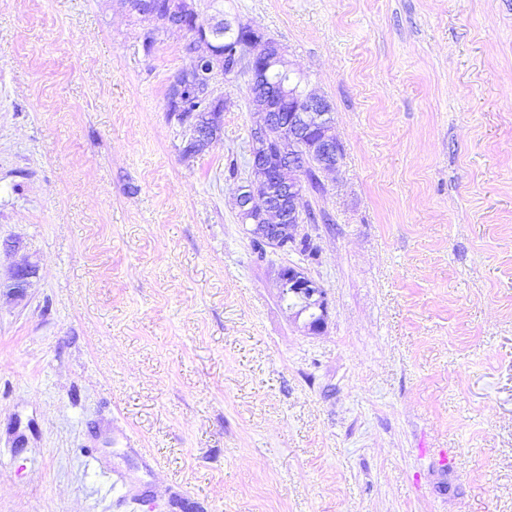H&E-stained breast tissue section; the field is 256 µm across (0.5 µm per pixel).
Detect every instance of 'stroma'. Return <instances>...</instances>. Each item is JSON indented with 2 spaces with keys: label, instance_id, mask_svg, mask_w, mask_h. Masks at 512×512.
Listing matches in <instances>:
<instances>
[{
  "label": "stroma",
  "instance_id": "obj_1",
  "mask_svg": "<svg viewBox=\"0 0 512 512\" xmlns=\"http://www.w3.org/2000/svg\"><path fill=\"white\" fill-rule=\"evenodd\" d=\"M198 7L332 106L318 253L238 218L245 77L187 157L181 34L147 54L124 0H0V282L36 268L0 291V512H512V0ZM35 266L24 263L16 267L12 275L11 284L7 285L8 293L16 298L24 297L26 288L29 286V279L34 276ZM280 295L292 294L299 300L294 312L295 318L308 313L304 327L310 333L322 332L328 321L329 311L327 294L323 286L297 268L283 266L277 273ZM313 312V315L309 313Z\"/></svg>",
  "mask_w": 512,
  "mask_h": 512
}]
</instances>
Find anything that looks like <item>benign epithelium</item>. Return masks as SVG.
<instances>
[{
  "label": "benign epithelium",
  "mask_w": 512,
  "mask_h": 512,
  "mask_svg": "<svg viewBox=\"0 0 512 512\" xmlns=\"http://www.w3.org/2000/svg\"><path fill=\"white\" fill-rule=\"evenodd\" d=\"M151 34L182 33L184 50L190 57L188 70L193 81L186 84L173 77L170 98L182 100L201 97L211 104V120L206 125H191L193 139L204 150L217 140L224 125V79L241 74L249 76L256 90L272 73H285L277 103L261 105L259 120L251 132L250 178L239 195V216L252 225L251 234L261 236L262 244L286 250L296 239L299 226L309 222V215L299 208L304 191L305 154L315 155L321 170L334 171L341 160V147L332 133L330 104L301 87L302 78L291 68L285 50L266 37L261 28L239 22L233 26L224 20L202 17L196 0H171L166 13L148 14ZM235 36L222 49L219 29ZM35 274V266L16 267L9 294L22 298ZM280 295L292 294L299 300L295 317L309 316L304 327L310 333L322 332L328 321L327 294L323 286L297 268L283 266L277 273Z\"/></svg>",
  "instance_id": "1"
}]
</instances>
